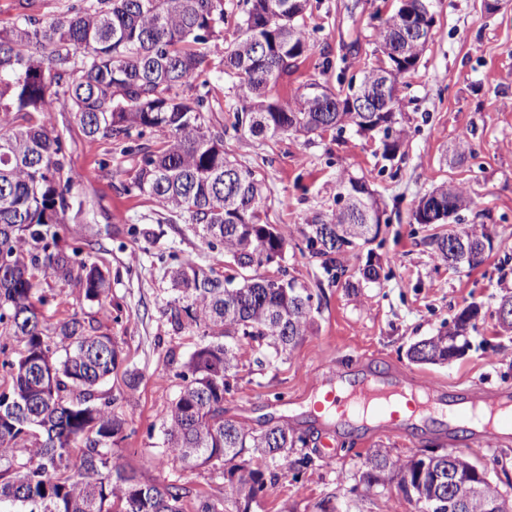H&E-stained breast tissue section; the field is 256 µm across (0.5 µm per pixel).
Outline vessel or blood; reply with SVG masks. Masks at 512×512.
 I'll return each mask as SVG.
<instances>
[{
    "label": "vessel or blood",
    "mask_w": 512,
    "mask_h": 512,
    "mask_svg": "<svg viewBox=\"0 0 512 512\" xmlns=\"http://www.w3.org/2000/svg\"><path fill=\"white\" fill-rule=\"evenodd\" d=\"M328 390L316 411H334L339 419L366 422L368 416L397 422L401 413L394 402L403 397L413 415L425 422L447 424L449 429L466 428L478 439L493 436L497 428L512 429V391L489 394L480 385L470 387L465 402L456 403L443 390L429 383L408 384L403 377H383L376 373L350 375L337 364H328L318 376Z\"/></svg>",
    "instance_id": "obj_1"
}]
</instances>
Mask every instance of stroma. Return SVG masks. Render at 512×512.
I'll list each match as a JSON object with an SVG mask.
<instances>
[{
    "label": "stroma",
    "mask_w": 512,
    "mask_h": 512,
    "mask_svg": "<svg viewBox=\"0 0 512 512\" xmlns=\"http://www.w3.org/2000/svg\"><path fill=\"white\" fill-rule=\"evenodd\" d=\"M396 4L309 0L305 22L314 52L280 84L278 96L292 99L311 78L332 88L338 79L362 78L377 63L375 27ZM434 12L426 51L398 87L407 137L392 165H385L374 133L348 129L268 141L228 129L224 137L238 163L263 171L268 221L287 242L285 266L311 289L317 307L313 331L287 356L272 357L249 339L238 345L224 394L225 419L257 432L284 426L307 435L305 447L289 450L287 461L249 456L250 467L278 474L251 512H319L323 501L332 512H415L395 483L370 491L359 484L376 448L402 458L426 447L458 451L501 490L512 489L511 435L475 443L444 428L397 430L387 423L343 432L306 410L319 392L310 375L330 359L354 373L428 381L453 399L465 397L474 384L491 392L512 388V333L500 329L496 316L501 295L512 288V0H502L493 13L485 0H436ZM203 77L212 89L213 115L228 127L238 98L219 56L209 58ZM54 125L75 201L57 230L64 245L97 261L111 279L112 317L104 329L123 363L104 389L128 422L123 459L145 481L190 487L194 495L184 510L194 512L197 497L223 499V466L148 469L144 463L158 453L162 418L182 384L181 365L200 341L195 327L176 329L167 321L174 297L170 271L186 258L223 271L224 250L209 247L187 218L163 211L149 197L126 194L133 162L113 142L85 138L65 112L55 113ZM462 148L467 155L460 161ZM344 172L368 179L389 219L374 243L340 256L350 275L346 283L333 281L301 234L304 217L335 208L337 178ZM445 181L465 185L471 196L452 226L482 225L492 235V250L472 269L455 271L435 260L427 244L430 228L411 221L417 201ZM370 263L380 273L373 283L359 274ZM471 304L480 314L463 356L444 364L410 360L412 344L451 324ZM132 371L139 375L134 384ZM303 454L312 457V466L294 467L293 459Z\"/></svg>",
    "instance_id": "stroma-1"
}]
</instances>
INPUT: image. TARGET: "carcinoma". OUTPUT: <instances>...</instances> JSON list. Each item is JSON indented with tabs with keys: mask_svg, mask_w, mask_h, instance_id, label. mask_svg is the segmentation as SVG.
I'll return each mask as SVG.
<instances>
[{
	"mask_svg": "<svg viewBox=\"0 0 512 512\" xmlns=\"http://www.w3.org/2000/svg\"><path fill=\"white\" fill-rule=\"evenodd\" d=\"M308 2L246 0L236 38L226 45L224 0H79L50 20L34 11V0H17L11 26L0 29V336L19 346L15 358L0 363L11 378L0 393V512H184L191 496L184 485L147 483L121 462L126 421L100 390L120 361L112 336L87 312L54 325L40 313L47 302L43 282L52 278L98 305L99 318L112 317L105 306L109 275L61 246L54 230L73 205L53 122L59 104L86 138L111 140L136 158L126 193L188 214L208 244L223 245L224 263L233 269L224 276L186 260L172 271L177 295L168 321L179 328L190 320L201 343L184 363L183 385L163 416L159 458L188 468L231 464L225 493L248 505L277 473L234 460L245 452L286 460L288 449L306 444L286 427H275L272 440L224 419L240 339L264 342L277 356L292 351L311 327L313 295L293 276L282 288L270 276L244 275L264 266L253 259L263 239L277 254L274 263L285 260V238L263 221L261 173L225 151L226 130L215 122L203 65L222 51L223 73L239 102L234 132L277 138L346 127L376 131L383 158L392 161L403 134L398 80L416 69L428 44L402 27L404 11L428 0H408L377 25L374 53L382 58L358 84L373 96L376 111H359L352 85L330 92L315 79L283 101L273 91L313 50L303 24ZM401 54L403 62L396 59ZM148 131L160 141L142 143ZM467 193L463 186L435 187L412 210L413 223H445L452 200ZM337 196L346 198V209L316 214L302 227L306 248L335 279L346 272L338 256L373 242L387 223L367 179L341 175ZM451 238L467 247L460 261L448 252ZM429 246L448 266L473 268L492 238L473 227L435 233ZM450 335L443 327L414 343L409 358L447 362ZM470 464L463 454L402 459L376 448L359 483L370 490L395 480L417 512H448V467L465 472ZM491 498L497 512H512V497L491 482L467 512H485Z\"/></svg>",
	"mask_w": 512,
	"mask_h": 512,
	"instance_id": "carcinoma-1",
	"label": "carcinoma"
}]
</instances>
